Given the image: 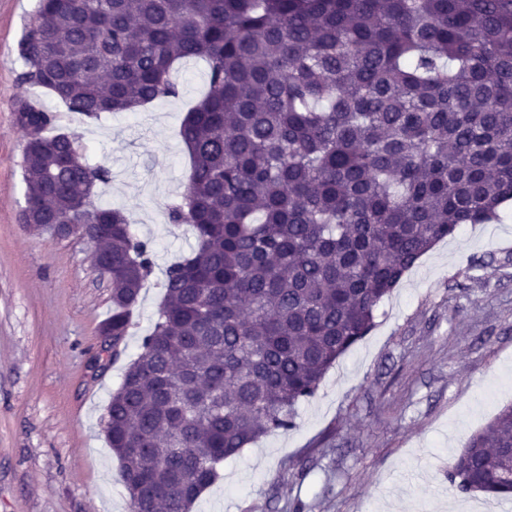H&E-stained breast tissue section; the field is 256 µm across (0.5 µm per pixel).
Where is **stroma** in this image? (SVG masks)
I'll return each instance as SVG.
<instances>
[{
    "label": "stroma",
    "mask_w": 512,
    "mask_h": 512,
    "mask_svg": "<svg viewBox=\"0 0 512 512\" xmlns=\"http://www.w3.org/2000/svg\"><path fill=\"white\" fill-rule=\"evenodd\" d=\"M37 0H0V512H128L120 463L101 418L153 325L166 268L190 252L169 223L189 164L177 131L206 87L205 62L177 65V96L91 122L23 84L19 42ZM53 111L111 179L95 201L124 209L148 241L153 273L125 351L101 375L89 363L112 310L84 237L24 224L20 101ZM512 403V208L466 226L408 270L375 326L299 405L295 429L225 460L193 512H448L447 478L469 437Z\"/></svg>",
    "instance_id": "1"
}]
</instances>
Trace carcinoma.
<instances>
[{
  "mask_svg": "<svg viewBox=\"0 0 512 512\" xmlns=\"http://www.w3.org/2000/svg\"><path fill=\"white\" fill-rule=\"evenodd\" d=\"M20 80L96 121L178 94L207 63L179 138L172 224L196 246L102 418L129 512H192L224 460L296 427L297 407L374 326L406 271L512 201V0H38ZM23 220L92 233L112 290V358L153 270L110 171L28 103ZM512 500V404L448 471Z\"/></svg>",
  "mask_w": 512,
  "mask_h": 512,
  "instance_id": "obj_1",
  "label": "carcinoma"
}]
</instances>
